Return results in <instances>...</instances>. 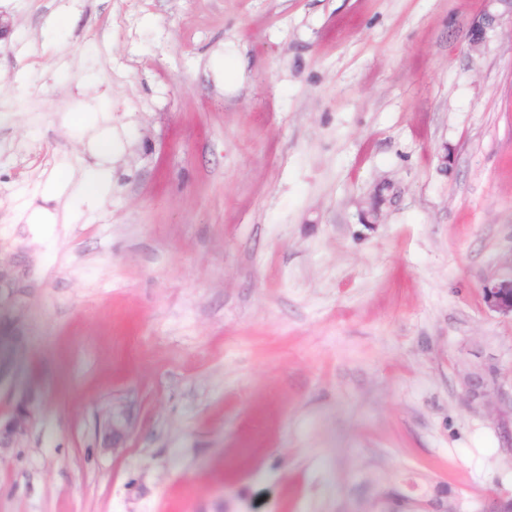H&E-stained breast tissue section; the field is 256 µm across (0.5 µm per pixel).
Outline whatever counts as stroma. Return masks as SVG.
I'll return each mask as SVG.
<instances>
[{"instance_id":"1","label":"stroma","mask_w":512,"mask_h":512,"mask_svg":"<svg viewBox=\"0 0 512 512\" xmlns=\"http://www.w3.org/2000/svg\"><path fill=\"white\" fill-rule=\"evenodd\" d=\"M485 7L0 0V249L31 282L0 405L42 399L0 512L512 496L461 386L512 372L481 292L512 255V21L474 52ZM128 435V423L121 413L115 412L113 409L107 414L103 443L107 449L112 452L122 448Z\"/></svg>"}]
</instances>
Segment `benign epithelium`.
I'll return each mask as SVG.
<instances>
[{"label": "benign epithelium", "mask_w": 512, "mask_h": 512, "mask_svg": "<svg viewBox=\"0 0 512 512\" xmlns=\"http://www.w3.org/2000/svg\"><path fill=\"white\" fill-rule=\"evenodd\" d=\"M491 2L501 5L503 11L485 10L473 20L470 40L476 51L487 47V30L494 28L505 17L512 20V0ZM384 201L383 191H377L369 208L363 212L364 223H379ZM27 277L28 272L19 256L0 251V381L9 374L25 344L26 336L19 323L17 293L28 287ZM482 294L489 310L512 317V255L483 281ZM462 385L466 400L490 415L500 416L505 409H512V395L505 390L500 380V369L494 363L471 369L463 376ZM40 403L38 392L30 389L0 412V459L13 449L23 447L37 418ZM127 435L128 423L123 415L110 411L104 425V446L116 451L123 447Z\"/></svg>", "instance_id": "7a95c632"}]
</instances>
